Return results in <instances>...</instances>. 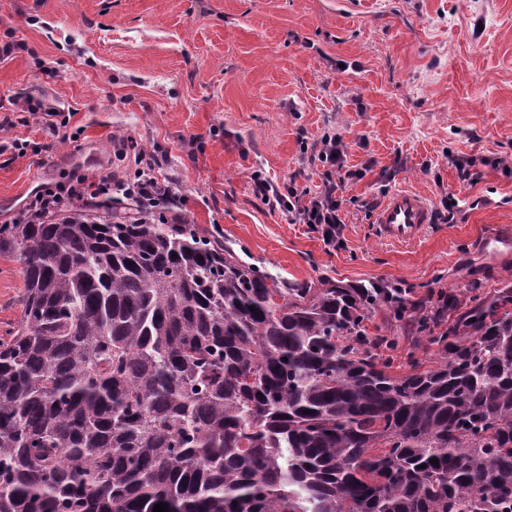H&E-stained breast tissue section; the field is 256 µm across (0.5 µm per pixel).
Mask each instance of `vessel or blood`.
Segmentation results:
<instances>
[{"instance_id":"vessel-or-blood-1","label":"vessel or blood","mask_w":512,"mask_h":512,"mask_svg":"<svg viewBox=\"0 0 512 512\" xmlns=\"http://www.w3.org/2000/svg\"><path fill=\"white\" fill-rule=\"evenodd\" d=\"M432 221L431 201L410 189L389 192L373 217L378 237L398 244H412L418 241Z\"/></svg>"}]
</instances>
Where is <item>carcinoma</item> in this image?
I'll use <instances>...</instances> for the list:
<instances>
[{
  "instance_id": "carcinoma-1",
  "label": "carcinoma",
  "mask_w": 512,
  "mask_h": 512,
  "mask_svg": "<svg viewBox=\"0 0 512 512\" xmlns=\"http://www.w3.org/2000/svg\"><path fill=\"white\" fill-rule=\"evenodd\" d=\"M120 214L0 225V512H512L511 276L389 303ZM21 263L8 254L0 256V338L11 336L21 319L20 296L24 288ZM370 324V331L372 334H380L387 336H396L399 341V361L405 362V355L414 348L413 336H406L401 329L399 322L391 320L383 310H376L372 317Z\"/></svg>"
}]
</instances>
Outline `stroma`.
I'll return each mask as SVG.
<instances>
[{"label": "stroma", "mask_w": 512, "mask_h": 512, "mask_svg": "<svg viewBox=\"0 0 512 512\" xmlns=\"http://www.w3.org/2000/svg\"><path fill=\"white\" fill-rule=\"evenodd\" d=\"M8 30L0 117L34 96L69 123L56 136L33 120L0 128V225L44 183L125 176V139L158 158L187 223L288 280L396 282L414 301L512 274V0H0ZM326 131L361 173L342 191L336 249L251 179L317 190ZM382 185L454 197L458 211L414 244L382 241ZM21 270L0 256V338L21 319Z\"/></svg>", "instance_id": "stroma-1"}]
</instances>
